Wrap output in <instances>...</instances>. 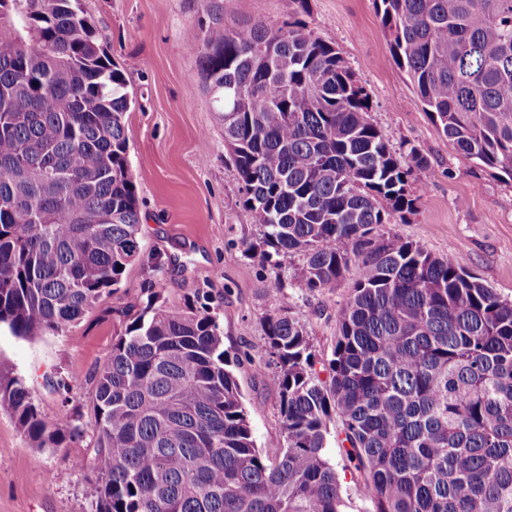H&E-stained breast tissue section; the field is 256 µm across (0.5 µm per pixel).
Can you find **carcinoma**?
Instances as JSON below:
<instances>
[{
    "label": "carcinoma",
    "instance_id": "obj_1",
    "mask_svg": "<svg viewBox=\"0 0 512 512\" xmlns=\"http://www.w3.org/2000/svg\"><path fill=\"white\" fill-rule=\"evenodd\" d=\"M396 64L468 159L512 179V0H379ZM188 31L224 118L247 256L276 266L258 368L279 379L280 452L257 447L207 294L148 306L112 338L94 384L91 512H344L329 424L361 475L368 512H512V302L457 255L387 230L414 214L417 148L392 150L336 47L199 0ZM274 49V59L255 49ZM123 72L79 0H0V324L62 335L140 253ZM354 272L321 380L288 289ZM0 406L34 448L64 430L25 380L0 373Z\"/></svg>",
    "mask_w": 512,
    "mask_h": 512
}]
</instances>
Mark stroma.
<instances>
[{
    "label": "stroma",
    "instance_id": "1",
    "mask_svg": "<svg viewBox=\"0 0 512 512\" xmlns=\"http://www.w3.org/2000/svg\"><path fill=\"white\" fill-rule=\"evenodd\" d=\"M112 61L123 71L131 106L125 117L128 160L140 205L141 251L117 290L66 334L31 339L0 328V371L25 377L38 409L61 427L80 421L84 434L63 447L32 448L10 412L0 407V512H90L96 476L74 468L93 454L91 375L124 330L125 310L141 309L145 288L169 310L208 294L224 334L254 437L276 455L281 430L275 369H259L268 288L289 279L296 256L271 266L244 255L243 240L260 235L243 215L239 178L224 147V124L200 76L186 34L198 18L196 0H80ZM378 0H224V22L241 11L280 25L304 17L314 36L336 45L368 96L370 118L395 151L417 148L416 212L389 230L444 257H466L469 270L512 301V180L466 159L426 112L397 66ZM353 274L314 293L292 291L321 379L329 377L337 315L349 300Z\"/></svg>",
    "mask_w": 512,
    "mask_h": 512
}]
</instances>
